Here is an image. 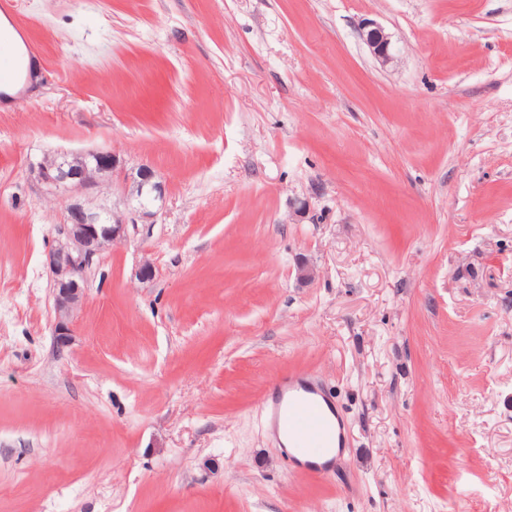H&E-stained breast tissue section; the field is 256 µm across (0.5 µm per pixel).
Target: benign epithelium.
<instances>
[{
    "label": "benign epithelium",
    "mask_w": 512,
    "mask_h": 512,
    "mask_svg": "<svg viewBox=\"0 0 512 512\" xmlns=\"http://www.w3.org/2000/svg\"><path fill=\"white\" fill-rule=\"evenodd\" d=\"M360 37L370 54L382 66L392 63L396 48L390 33L371 19L358 24ZM119 161L109 151H90L71 157L67 154L44 159L32 168L34 177L48 193L67 201L61 239L47 255L52 273L57 348L69 345L75 317L86 292V272L104 248L122 241L130 224H152L164 200L163 184L154 173L139 167L124 172L120 188L129 210L125 213L87 207V196L99 187L102 176L109 177Z\"/></svg>",
    "instance_id": "1"
}]
</instances>
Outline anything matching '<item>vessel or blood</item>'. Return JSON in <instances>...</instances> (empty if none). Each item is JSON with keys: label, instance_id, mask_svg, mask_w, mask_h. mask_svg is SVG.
Returning a JSON list of instances; mask_svg holds the SVG:
<instances>
[{"label": "vessel or blood", "instance_id": "vessel-or-blood-1", "mask_svg": "<svg viewBox=\"0 0 512 512\" xmlns=\"http://www.w3.org/2000/svg\"><path fill=\"white\" fill-rule=\"evenodd\" d=\"M25 55H0V83L18 86L26 80L24 57H36L38 45L25 36ZM272 433H284L298 450L326 454L335 451L342 438L343 421L322 388L309 379L289 373L282 376L275 392L264 401Z\"/></svg>", "mask_w": 512, "mask_h": 512}]
</instances>
